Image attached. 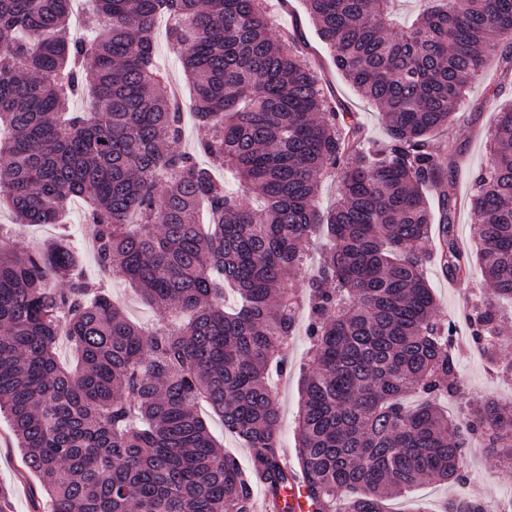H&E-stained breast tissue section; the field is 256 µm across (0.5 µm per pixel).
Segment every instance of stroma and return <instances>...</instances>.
I'll list each match as a JSON object with an SVG mask.
<instances>
[{
  "label": "stroma",
  "mask_w": 512,
  "mask_h": 512,
  "mask_svg": "<svg viewBox=\"0 0 512 512\" xmlns=\"http://www.w3.org/2000/svg\"><path fill=\"white\" fill-rule=\"evenodd\" d=\"M275 32H288L296 39V47L320 70L328 95L356 112L367 135L376 141H384L386 132L375 108L371 107L343 79L334 67L329 52L313 32L302 0H275L273 4ZM157 60L167 74L168 81L178 86L177 97L185 105V136L183 149H192L198 137V129L187 107L190 93L183 86L180 64L172 52L167 38L165 22H158L155 31ZM512 100V82H502L495 66H487L472 80L465 99L449 129L433 137L431 147L441 156L460 157L461 167L457 178V192L461 199H468L475 176L491 163L488 137L496 124L500 106ZM85 206L74 202L70 207L69 224H37L17 227L10 242L11 247L22 250L35 241L55 238L61 230L79 235L84 254L83 270L93 279L102 281L112 297L120 302L128 316L138 322L147 321L150 311L123 279L116 274L102 272L96 264L89 236L83 235ZM425 274L438 301L442 318L455 323L458 335L468 333L465 314L472 299L479 294L482 275L479 265H472L468 279L453 282L441 272L438 262L428 264ZM307 337L298 334L288 352V368L278 377V400L281 408V445L286 456L295 454V417L301 402L303 370L307 365ZM458 358L461 379L470 396L482 399L499 396L512 398V373L494 368L470 346L460 347ZM468 464L474 478L473 483L444 485L428 483L417 488L412 500L393 502L394 512H411L413 502H420L427 512H441L449 498L472 491L479 492L486 500L505 498L511 495L500 480V459L480 445H473ZM0 486L10 493L12 512H52L53 506L41 490L35 474L27 472L15 448L8 420L0 415Z\"/></svg>",
  "instance_id": "obj_1"
}]
</instances>
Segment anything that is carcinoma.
<instances>
[{
	"mask_svg": "<svg viewBox=\"0 0 512 512\" xmlns=\"http://www.w3.org/2000/svg\"><path fill=\"white\" fill-rule=\"evenodd\" d=\"M71 2L0 0V201L16 224H57L85 200L100 267L157 318L130 321L66 236L0 242V413L54 512H252L260 480L293 512L273 376L301 306L311 366L296 459L312 512H390L427 479L466 484L474 437L512 464V399L469 401L459 418L440 405L462 394L455 332L423 273L437 259L450 279L467 274L456 176L430 143L491 53L512 62V0H427L401 29L398 0H304L336 69L377 108L383 143L273 33L268 0H89L88 41ZM161 15L192 93L194 152L178 148L182 108L154 64ZM77 98L91 106L73 110ZM490 141L471 198L476 258L491 295L512 302L511 106ZM223 167L260 207L224 188ZM322 173L339 182L325 209ZM317 234L327 248L295 291L286 277ZM511 319L472 301L469 338L492 362ZM62 333L72 368L56 360ZM207 415L208 426L211 433L224 444V449L232 453L242 466H248L250 462L249 451L245 445L234 437L224 433V426L219 417L211 414L206 408H201Z\"/></svg>",
	"mask_w": 512,
	"mask_h": 512,
	"instance_id": "cac0c4a2",
	"label": "carcinoma"
}]
</instances>
